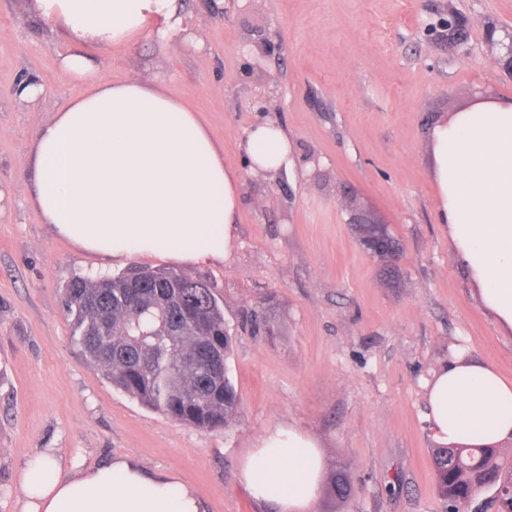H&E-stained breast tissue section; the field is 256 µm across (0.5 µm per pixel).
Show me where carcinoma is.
<instances>
[{"label":"carcinoma","instance_id":"obj_1","mask_svg":"<svg viewBox=\"0 0 512 512\" xmlns=\"http://www.w3.org/2000/svg\"><path fill=\"white\" fill-rule=\"evenodd\" d=\"M73 337L112 387L143 406L198 428L232 420L237 393L227 369L230 337L215 286L165 268L132 265L113 274L76 275L63 288ZM438 496L453 512L512 507L508 495L477 499L512 484V461L498 448L431 449ZM343 466L327 490L344 497Z\"/></svg>","mask_w":512,"mask_h":512}]
</instances>
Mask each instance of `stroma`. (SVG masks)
Returning a JSON list of instances; mask_svg holds the SVG:
<instances>
[{
  "label": "stroma",
  "instance_id": "stroma-1",
  "mask_svg": "<svg viewBox=\"0 0 512 512\" xmlns=\"http://www.w3.org/2000/svg\"><path fill=\"white\" fill-rule=\"evenodd\" d=\"M180 4L175 37L148 30L89 53L111 80L164 78L240 174L233 257L192 271L224 304L238 411L226 428L179 423L112 388L74 343L62 290L103 262L23 192L39 129L78 89L57 70L70 45L33 21L29 0H0V188L12 192L0 209V512H19L22 467L48 448L67 473L134 459L178 476L206 512H261L241 460L288 422L318 438L325 472L346 465L353 487L343 503L319 494L314 512H444L424 384L455 345L512 379V335L449 249L427 132L479 99L512 97L498 62L512 0H224L219 16L206 0ZM452 14L463 41L429 32ZM263 40L276 49L249 70L245 46ZM25 72L46 88L33 102L14 94ZM255 88L292 140L288 178L251 172L239 149L261 118ZM357 217L382 225L398 255L368 250Z\"/></svg>",
  "mask_w": 512,
  "mask_h": 512
}]
</instances>
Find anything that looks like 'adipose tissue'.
<instances>
[{
	"label": "adipose tissue",
	"mask_w": 512,
	"mask_h": 512,
	"mask_svg": "<svg viewBox=\"0 0 512 512\" xmlns=\"http://www.w3.org/2000/svg\"><path fill=\"white\" fill-rule=\"evenodd\" d=\"M32 16L72 43L59 70L82 83L35 139L31 203L44 223L111 263L228 261L242 193L223 147L163 81H111L82 51L128 43L154 21L168 38L180 23L178 0H33ZM428 141L449 247L497 328L512 334V100H479L438 117ZM241 149L257 174L293 169L292 141L275 119L253 125ZM425 388L437 444H512V381L493 365L452 348ZM322 475L318 440L274 425L246 454L239 480L273 512H313ZM20 489L22 512H204L187 484L129 459L69 475L45 450L24 466Z\"/></svg>",
	"instance_id": "1"
}]
</instances>
